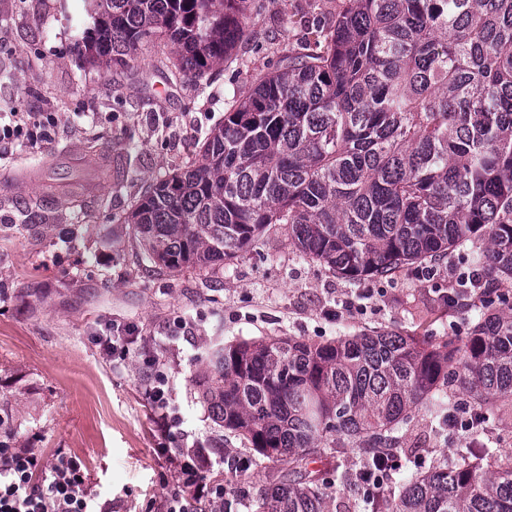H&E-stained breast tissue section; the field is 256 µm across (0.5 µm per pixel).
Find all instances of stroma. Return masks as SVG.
I'll return each mask as SVG.
<instances>
[{
  "label": "stroma",
  "instance_id": "obj_1",
  "mask_svg": "<svg viewBox=\"0 0 512 512\" xmlns=\"http://www.w3.org/2000/svg\"><path fill=\"white\" fill-rule=\"evenodd\" d=\"M343 0H249L245 37L203 78L178 75L166 39L141 47L128 68L103 71L81 56L73 34L82 0H0V116L47 112L45 145L0 142V401H8L19 444L46 462L75 459L112 512H166L177 445L161 452L168 428L143 397L145 352L158 355L180 417L178 432L211 460L207 481L222 480L252 501L274 464L246 471L229 461L248 443L215 422L195 378L210 344L300 337L309 341L381 328L418 336H466L473 313L447 303L449 265L423 279L403 268L385 282L332 276L271 225L255 247L223 270L159 269L136 242L126 217L157 179L199 159L224 119V101L250 78L299 51L316 24L335 20ZM71 154L72 178L94 197L79 201L57 186L50 204L15 170ZM355 303L337 316L338 303ZM131 324L140 336L127 357H106L94 338ZM459 430L434 440L426 417L403 437L411 457L449 454L469 441Z\"/></svg>",
  "mask_w": 512,
  "mask_h": 512
}]
</instances>
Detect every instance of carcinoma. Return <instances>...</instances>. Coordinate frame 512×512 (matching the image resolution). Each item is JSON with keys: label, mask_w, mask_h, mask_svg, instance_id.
<instances>
[{"label": "carcinoma", "mask_w": 512, "mask_h": 512, "mask_svg": "<svg viewBox=\"0 0 512 512\" xmlns=\"http://www.w3.org/2000/svg\"><path fill=\"white\" fill-rule=\"evenodd\" d=\"M78 52L110 70L167 39L201 77L243 38L247 0H83ZM198 162L158 180L128 217L170 271H218L273 224L351 281L390 279L454 252L483 271L469 336L391 331L326 342L215 346L202 398L214 420L288 466L252 512H512V453L490 421L512 409V0H345L304 51L233 92ZM436 438L465 415L486 440L371 496L418 414ZM0 403V439L16 436ZM362 451L356 471L307 470ZM361 491L333 507L336 486Z\"/></svg>", "instance_id": "carcinoma-1"}]
</instances>
